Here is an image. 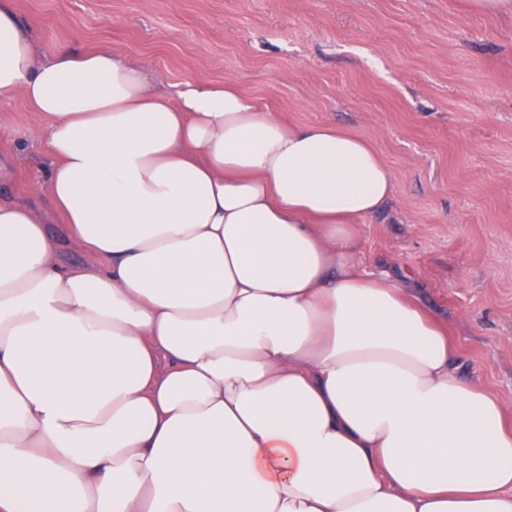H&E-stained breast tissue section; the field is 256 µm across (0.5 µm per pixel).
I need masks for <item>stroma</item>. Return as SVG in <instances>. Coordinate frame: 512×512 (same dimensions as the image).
<instances>
[{
  "label": "stroma",
  "mask_w": 512,
  "mask_h": 512,
  "mask_svg": "<svg viewBox=\"0 0 512 512\" xmlns=\"http://www.w3.org/2000/svg\"><path fill=\"white\" fill-rule=\"evenodd\" d=\"M41 48L109 45L166 84L231 82L290 125L367 137L396 192L356 259L447 326L454 366L512 421V15L462 0H13ZM40 118L0 101V193L50 212Z\"/></svg>",
  "instance_id": "stroma-1"
}]
</instances>
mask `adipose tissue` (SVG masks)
Masks as SVG:
<instances>
[{
  "mask_svg": "<svg viewBox=\"0 0 512 512\" xmlns=\"http://www.w3.org/2000/svg\"><path fill=\"white\" fill-rule=\"evenodd\" d=\"M17 93L90 261L0 196V512H512L501 404L352 260L395 193L367 138L42 51L0 0Z\"/></svg>",
  "mask_w": 512,
  "mask_h": 512,
  "instance_id": "ef3b65f1",
  "label": "adipose tissue"
}]
</instances>
